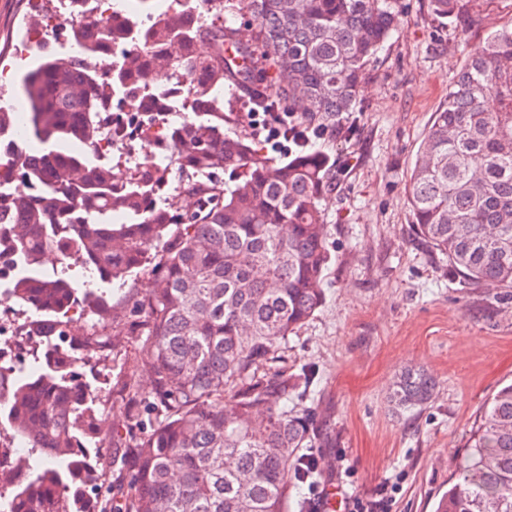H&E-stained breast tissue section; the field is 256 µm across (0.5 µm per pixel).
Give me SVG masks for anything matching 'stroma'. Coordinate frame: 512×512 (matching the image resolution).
<instances>
[{
	"instance_id": "stroma-1",
	"label": "stroma",
	"mask_w": 512,
	"mask_h": 512,
	"mask_svg": "<svg viewBox=\"0 0 512 512\" xmlns=\"http://www.w3.org/2000/svg\"><path fill=\"white\" fill-rule=\"evenodd\" d=\"M400 2L402 23L367 68L360 111L339 120L352 134L310 145L336 163L325 214L332 262L323 307L290 335L281 363L318 375L313 398L336 439L324 451L331 466L323 483L340 484L351 498L387 492L392 512H433L459 476L484 404L512 382V303L461 285L443 257L415 239L405 185L464 50L512 24V0H468L457 19L435 16L430 0ZM116 362L140 392L153 385L133 343L120 359L106 349L77 365L99 389L101 450L91 463L103 474L112 422L126 407ZM409 364L433 372L440 390L426 409L399 416L388 394Z\"/></svg>"
}]
</instances>
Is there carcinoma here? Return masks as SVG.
<instances>
[{
  "instance_id": "cac0c4a2",
  "label": "carcinoma",
  "mask_w": 512,
  "mask_h": 512,
  "mask_svg": "<svg viewBox=\"0 0 512 512\" xmlns=\"http://www.w3.org/2000/svg\"><path fill=\"white\" fill-rule=\"evenodd\" d=\"M224 16L240 28L214 25L207 51L199 29L167 11L149 13L143 31L166 49L139 51L103 67L100 42L127 41L139 20L100 27V41L82 46L85 68L54 51L22 79L28 128L40 167L21 166V181L38 188L36 202L19 188L9 199L10 226L0 253L14 254L6 285L13 304L48 316L31 331L53 356L18 369L0 397V433L25 445V476L0 471V512H306L304 486L322 477L318 448H333L318 407H288L311 392L306 367L274 369L288 336L325 301V202L336 180L326 155L293 146L283 162L253 147L254 138L224 133V111L244 105L260 112H296L300 121L336 128L357 111L367 65L402 22L399 0H222ZM451 18L462 0H431ZM266 64L275 96L243 94L226 48ZM185 70L192 95L208 115L167 130L180 167L203 173L180 189L191 203H153L160 163L127 179L98 160L94 143L102 106L133 86ZM13 113L0 110V149L14 135ZM407 192L414 234L448 261L465 285L512 288V25L493 30L462 62L448 102L419 147ZM53 253L61 268L46 271ZM74 261L90 273L77 286ZM137 271L152 288L130 314L110 312L97 282L123 281ZM105 319L112 336L84 349H121L134 340L154 378L152 395L126 382L128 410L112 437L136 449L131 481L95 510L87 488L101 475L90 464L88 432L95 428L96 389L73 371L75 350L57 347L72 302ZM439 380L421 366L398 375L389 402L395 413L434 402ZM233 402L224 410V397ZM458 481L435 512H512V383L485 403L469 432Z\"/></svg>"
}]
</instances>
